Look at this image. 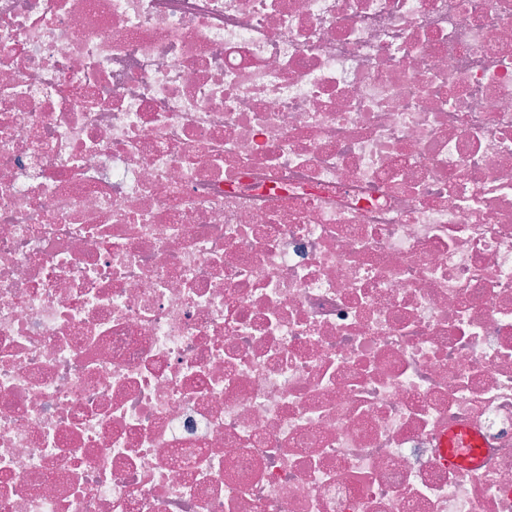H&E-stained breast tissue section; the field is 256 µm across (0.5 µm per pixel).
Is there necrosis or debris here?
Returning a JSON list of instances; mask_svg holds the SVG:
<instances>
[{
  "instance_id": "obj_1",
  "label": "necrosis or debris",
  "mask_w": 512,
  "mask_h": 512,
  "mask_svg": "<svg viewBox=\"0 0 512 512\" xmlns=\"http://www.w3.org/2000/svg\"><path fill=\"white\" fill-rule=\"evenodd\" d=\"M0 512H512V0H0ZM439 462L448 468L466 463L474 465L476 450L480 447V440L474 430L465 426H453L446 429L439 438ZM457 448H473L471 454L464 458L459 455Z\"/></svg>"
}]
</instances>
